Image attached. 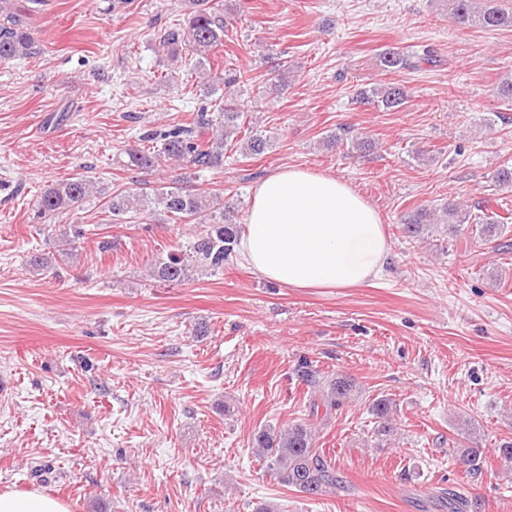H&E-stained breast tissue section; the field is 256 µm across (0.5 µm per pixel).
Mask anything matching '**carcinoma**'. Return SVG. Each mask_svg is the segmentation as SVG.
I'll return each instance as SVG.
<instances>
[{
	"instance_id": "carcinoma-1",
	"label": "carcinoma",
	"mask_w": 512,
	"mask_h": 512,
	"mask_svg": "<svg viewBox=\"0 0 512 512\" xmlns=\"http://www.w3.org/2000/svg\"><path fill=\"white\" fill-rule=\"evenodd\" d=\"M446 5L448 19L460 29L512 28V7L503 0H446ZM188 8L184 24L164 30L157 40L162 48L173 54L186 49L199 56L198 64L202 68L207 53L224 45V29L228 21L222 5L216 0H188ZM33 47V34L20 17L7 14L0 19V62L26 58L32 54ZM422 61H433V51L424 49L420 54L410 55L389 48L377 58L378 67L384 72L414 70ZM241 78L240 74L226 71L224 89L211 88L213 94L222 92L217 111L203 108L188 125L143 132L140 141L151 144V147L126 149L127 160L123 167L128 171H150L174 165L180 170L191 168L199 174L224 166V155L228 151L235 150L245 157L264 154L271 147L270 138L252 126H242ZM409 98L406 87L395 82L376 84L359 92L361 103L372 104L384 111L402 108ZM96 194L92 181L67 179L48 186L37 197L34 206L40 217L52 219L81 208ZM104 206L110 224L120 223L129 212L150 214L160 211L173 221L201 227L187 243L154 264L153 277L171 285L189 281L198 272L216 275L224 271V263L234 253L239 237L234 203L222 200L219 192L187 190L181 186L178 177L168 186L142 188L137 192L122 190L110 197ZM485 210V205L473 208L455 202L443 205V232L455 243L469 238L490 245L496 251L505 248L502 238L507 233L509 218L491 216ZM432 220V212L418 208L401 217L399 229L405 238H419L433 230ZM83 237L84 229L80 225H61L59 240L68 247V255H73ZM299 379L313 389L311 412L322 409L326 418L341 410L353 397L354 385L345 376L308 368L301 371ZM368 411L374 418L377 437L386 439L394 435L395 403L392 399L378 398L369 405ZM316 433V425L306 422L278 429L262 428L254 435L256 455L267 472L286 487L308 496L331 492L338 483L336 464L316 447ZM470 434L468 428L464 436L448 440L449 450L459 457L467 470L477 473L483 467V453L470 445Z\"/></svg>"
}]
</instances>
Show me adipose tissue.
<instances>
[{"label": "adipose tissue", "instance_id": "adipose-tissue-1", "mask_svg": "<svg viewBox=\"0 0 512 512\" xmlns=\"http://www.w3.org/2000/svg\"><path fill=\"white\" fill-rule=\"evenodd\" d=\"M389 253L378 210L331 174L290 167L252 188L240 254L260 278L296 289L357 288L382 274ZM0 512L70 507L36 487H6Z\"/></svg>", "mask_w": 512, "mask_h": 512}]
</instances>
